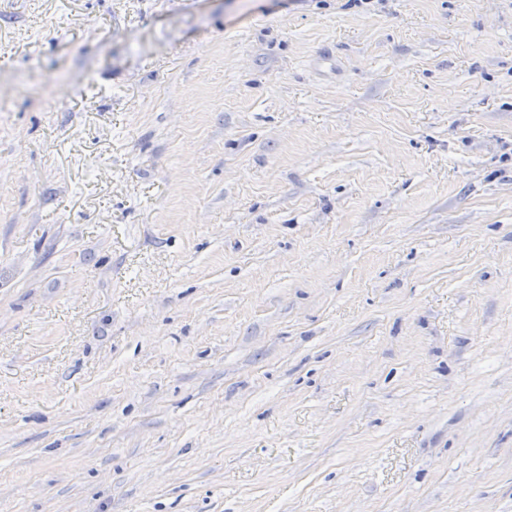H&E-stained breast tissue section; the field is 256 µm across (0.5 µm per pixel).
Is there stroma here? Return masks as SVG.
Returning a JSON list of instances; mask_svg holds the SVG:
<instances>
[{
	"label": "stroma",
	"mask_w": 512,
	"mask_h": 512,
	"mask_svg": "<svg viewBox=\"0 0 512 512\" xmlns=\"http://www.w3.org/2000/svg\"><path fill=\"white\" fill-rule=\"evenodd\" d=\"M0 512H512V0H0Z\"/></svg>",
	"instance_id": "35a3bbf8"
}]
</instances>
